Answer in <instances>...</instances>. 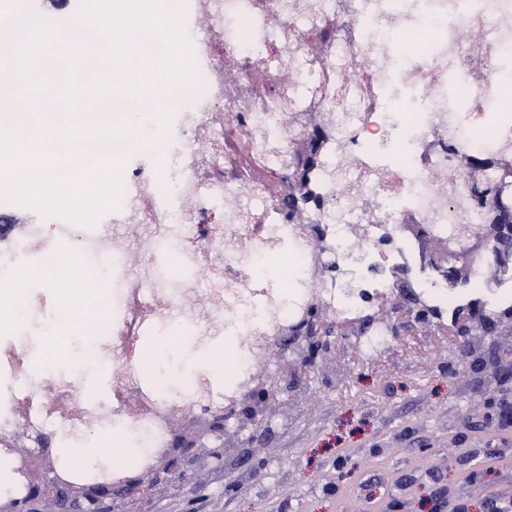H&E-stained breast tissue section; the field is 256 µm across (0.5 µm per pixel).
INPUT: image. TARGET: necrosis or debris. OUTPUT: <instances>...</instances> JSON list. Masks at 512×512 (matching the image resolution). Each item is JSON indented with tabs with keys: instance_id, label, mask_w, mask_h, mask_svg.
<instances>
[{
	"instance_id": "1",
	"label": "necrosis or debris",
	"mask_w": 512,
	"mask_h": 512,
	"mask_svg": "<svg viewBox=\"0 0 512 512\" xmlns=\"http://www.w3.org/2000/svg\"><path fill=\"white\" fill-rule=\"evenodd\" d=\"M205 2L224 51L213 58L200 34L190 44L199 109L173 103L164 177L131 170L111 225L84 235L67 258L40 225L0 226V288L15 287L22 268L31 281H56L69 262L86 290L68 313L82 328L76 341L113 370L96 397L70 371H34L54 317L20 292L32 327L0 331V460L14 496L31 483L9 451L18 432H50L66 448L96 428L122 427L143 434L147 448L134 466L113 463L112 474L146 467L167 448L175 410H227L248 392L264 351L286 343L311 296L370 358L390 346L381 311L391 301L406 296L447 317L448 282L426 266L409 227L444 239L482 223L474 164L512 154V112L499 106L512 86V0ZM396 75L425 102L399 121L389 110ZM310 111L331 133L292 204L282 179L312 131L299 121ZM149 190L172 207L145 213ZM34 249L37 261L25 264ZM162 251L177 270L161 268ZM102 280L110 289L95 293ZM161 326L174 328L180 350L223 337L233 350L223 384L200 371L181 386L146 382L140 340Z\"/></svg>"
}]
</instances>
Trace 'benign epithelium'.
Masks as SVG:
<instances>
[{
  "mask_svg": "<svg viewBox=\"0 0 512 512\" xmlns=\"http://www.w3.org/2000/svg\"><path fill=\"white\" fill-rule=\"evenodd\" d=\"M326 130L318 127L306 139L300 150L301 166L309 167L317 161V142ZM425 241L424 256L438 274L455 283L470 277L481 267L483 260L491 261L493 269L512 267V224H500L492 211L486 213V223L462 228L447 240H438L420 228ZM500 314L482 311L469 327V338L462 341L459 356L471 359L474 356V341L493 342L497 335ZM293 342L298 344V360L306 368L322 367L329 349L336 344V326L325 322L319 305L312 306L303 324L294 333ZM268 387L259 382L235 409L224 416V412L186 411L178 415L171 426L170 448L159 454L145 469L127 476H115L96 482H64L56 479L55 461L46 452L47 439H38L39 446L29 445V435H19L13 442L12 452L16 459L28 468H36L42 479L33 481V492L25 499L0 500V512H112L116 507V495L125 491L130 504L118 512H141L135 500L149 497L151 487H164L168 494L179 491L170 481V475L183 470L193 476L198 471L221 472L224 460L239 450L244 458L252 456L260 425L275 417H283L288 402L271 404L267 397ZM236 427V447H224L226 431Z\"/></svg>",
  "mask_w": 512,
  "mask_h": 512,
  "instance_id": "benign-epithelium-1",
  "label": "benign epithelium"
}]
</instances>
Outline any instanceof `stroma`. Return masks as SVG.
<instances>
[{
    "label": "stroma",
    "mask_w": 512,
    "mask_h": 512,
    "mask_svg": "<svg viewBox=\"0 0 512 512\" xmlns=\"http://www.w3.org/2000/svg\"><path fill=\"white\" fill-rule=\"evenodd\" d=\"M489 376L454 344L395 348L382 365L296 369L288 422L267 424L253 461L156 512H431L437 488L483 512L490 489L512 493V454L466 477L483 437ZM344 466H337V457Z\"/></svg>",
    "instance_id": "1"
}]
</instances>
